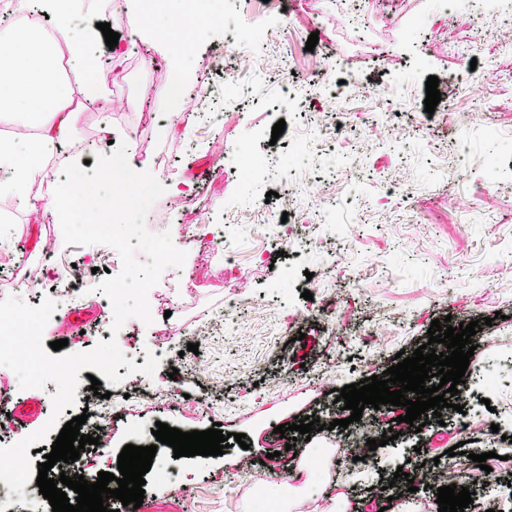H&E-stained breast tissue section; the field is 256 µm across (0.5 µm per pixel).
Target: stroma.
<instances>
[{
	"instance_id": "stroma-1",
	"label": "stroma",
	"mask_w": 512,
	"mask_h": 512,
	"mask_svg": "<svg viewBox=\"0 0 512 512\" xmlns=\"http://www.w3.org/2000/svg\"><path fill=\"white\" fill-rule=\"evenodd\" d=\"M358 17L340 23L343 0H294L291 11L250 0L245 28L259 37L235 44L223 71L210 63L233 28L190 16L198 35L190 43L188 65L159 24L163 11L144 0L152 27L149 40L130 48L112 73L98 72L102 97L89 101L78 117L75 139L46 156L33 189L39 212H31L0 193V300L15 297L35 303L38 290L53 277L43 262L53 252L56 270L81 273L87 288L79 302L58 303L43 332L45 342L67 340L71 352L94 348L112 324V304L96 289L121 260L107 245L66 244L53 191L65 166L112 154L113 142L126 141L128 156L153 171L166 185L151 207L150 232H169L186 251L182 268L164 270L148 301L152 324L125 322L116 337L135 365L154 355L160 365L148 383L160 399L121 407L102 435L103 447L86 445L79 474L97 480L99 472L117 473L128 444L156 445L153 469L145 475L144 501L175 512H256L259 500L287 503V512H376L387 499L376 491L380 473L411 471L464 443L466 451L495 452L512 458L492 425L512 434V50L497 42L475 41L477 10L473 0H357ZM318 44L307 50L310 34ZM265 61L266 76L254 81L253 58ZM233 77L242 95L224 105V123L199 126L188 100H171L166 83L180 80L191 88L200 81L223 89ZM438 77L443 107L458 121L441 124L425 111L426 81ZM468 79L479 95L458 86ZM125 109L113 111L114 95ZM337 96L357 125L337 132L326 145L295 154L294 145L316 137L309 115ZM284 122L279 143L272 128ZM111 134H103V123ZM418 135H407L408 127ZM246 144L252 151L277 156L265 182L244 185L230 151ZM165 156L167 169L154 159ZM462 177L449 174L451 166ZM495 166L506 188L486 181ZM401 183L397 199L385 200L378 176ZM328 182L329 201L308 197L315 179ZM294 199L287 217L292 246L278 250L269 212ZM267 205H259V198ZM218 226L233 251L234 266L223 259L205 263L192 237L195 222ZM331 276H324V268ZM294 280L276 284L285 270ZM311 299H304V292ZM336 299L344 324L318 318ZM492 318L472 338L475 352L465 373L467 416H479L482 431L465 438L453 426L427 422L421 431L404 430L357 465L337 466L338 432L295 440L278 436V425L307 416L324 402L318 374L334 388L383 375L398 352L413 354L428 340L435 319L452 325ZM188 329L209 327L197 352L186 341L168 339L163 319ZM192 376L180 375L183 366ZM500 376L491 387L479 369ZM55 383L20 388L15 373L0 366V417L38 399V415L12 424V440L41 429L53 413ZM210 398L209 411L196 405ZM184 432L220 424L223 433H241L216 457H174L172 447L157 444V422ZM296 442L294 451L280 439Z\"/></svg>"
}]
</instances>
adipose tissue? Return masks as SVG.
Wrapping results in <instances>:
<instances>
[{
    "label": "adipose tissue",
    "instance_id": "adipose-tissue-1",
    "mask_svg": "<svg viewBox=\"0 0 512 512\" xmlns=\"http://www.w3.org/2000/svg\"><path fill=\"white\" fill-rule=\"evenodd\" d=\"M96 0H44V9L56 22L57 42L44 43L34 33L16 38L0 53V112H17L35 120L36 133L24 146L0 141V191L15 194L29 207L37 200L30 189L37 181L45 151L74 139L78 107L69 90L57 78L59 49L80 57L86 44L96 41L100 32L85 26L72 34L71 21L89 15Z\"/></svg>",
    "mask_w": 512,
    "mask_h": 512
}]
</instances>
